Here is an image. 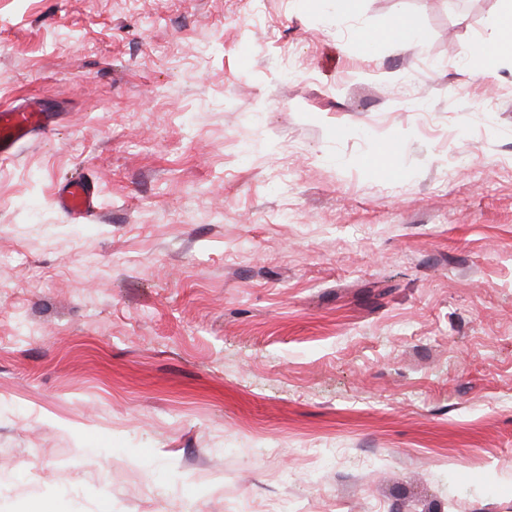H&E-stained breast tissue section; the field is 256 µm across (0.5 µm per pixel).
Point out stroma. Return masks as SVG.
Listing matches in <instances>:
<instances>
[{
  "label": "stroma",
  "instance_id": "obj_1",
  "mask_svg": "<svg viewBox=\"0 0 512 512\" xmlns=\"http://www.w3.org/2000/svg\"><path fill=\"white\" fill-rule=\"evenodd\" d=\"M502 7L0 0V512H512ZM504 3L494 19L496 37L478 49L483 73L493 71L500 59L512 56V1L504 0ZM401 27L405 30V38L403 40H396L394 38H402L404 36V32L400 30L393 29ZM392 31V32H391ZM391 32V36H388V33ZM385 38L392 44L407 47L417 43L421 38V33L417 26L407 18H400L392 28H390L385 34ZM52 124L47 112L31 101L25 107H7L0 109V158L7 159L36 130L41 132ZM56 199L61 210L74 219H84L97 206L94 185L83 177L64 182Z\"/></svg>",
  "mask_w": 512,
  "mask_h": 512
}]
</instances>
